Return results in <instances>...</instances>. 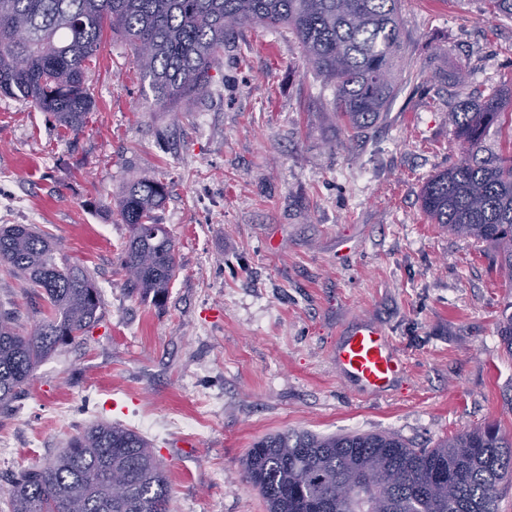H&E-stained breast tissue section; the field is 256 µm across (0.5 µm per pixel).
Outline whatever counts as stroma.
<instances>
[{"instance_id":"1","label":"stroma","mask_w":512,"mask_h":512,"mask_svg":"<svg viewBox=\"0 0 512 512\" xmlns=\"http://www.w3.org/2000/svg\"><path fill=\"white\" fill-rule=\"evenodd\" d=\"M400 21L399 89L361 130L281 25L229 33L208 95L168 112L109 30L80 133L0 96V225L59 241L104 305L0 414V512L10 475L98 420L151 440L172 512H266L241 460L288 429L425 447L483 423L512 433L497 333L512 289L491 251L428 223L419 202L461 158L453 104L512 88V16L484 0H405ZM142 177L166 187L156 217L179 266L160 304L128 294L119 261L129 230L115 206ZM0 305L27 334L42 302L0 267ZM361 325L381 327L404 363L381 392L336 366Z\"/></svg>"}]
</instances>
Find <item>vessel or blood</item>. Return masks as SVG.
<instances>
[{
  "mask_svg": "<svg viewBox=\"0 0 512 512\" xmlns=\"http://www.w3.org/2000/svg\"><path fill=\"white\" fill-rule=\"evenodd\" d=\"M336 363L345 376L374 392L388 387L401 370L388 337L376 327L352 331L338 347Z\"/></svg>",
  "mask_w": 512,
  "mask_h": 512,
  "instance_id": "b4317fda",
  "label": "vessel or blood"
}]
</instances>
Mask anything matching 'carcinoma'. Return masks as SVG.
I'll return each instance as SVG.
<instances>
[{
  "instance_id": "carcinoma-1",
  "label": "carcinoma",
  "mask_w": 512,
  "mask_h": 512,
  "mask_svg": "<svg viewBox=\"0 0 512 512\" xmlns=\"http://www.w3.org/2000/svg\"><path fill=\"white\" fill-rule=\"evenodd\" d=\"M401 0H0V95L49 112L78 133L95 102L88 64L105 28L133 49L163 110L200 97L224 52V35L243 22L284 25L316 74L336 85V105L358 130L385 111L397 87L402 47ZM24 37L18 38V29ZM465 159L424 184L420 202L433 224L491 248L512 286V151L479 158L486 130L509 122L503 97L461 103L448 113ZM165 195L157 179L131 182L118 202L129 228L122 251L130 291L165 297L178 265L154 211ZM0 264L46 303L32 334L21 336L0 306V413H8L36 367L81 339L100 321L102 300L89 273L62 255L31 224L0 225ZM512 355V315L498 324ZM246 482L266 512H498L512 482V436L495 424L474 426L433 448H414L394 433L318 435L287 430L254 443L242 461ZM353 491L338 504L336 484ZM126 488L122 499L112 486ZM10 512H171V487L154 448L140 432L94 422L46 463L12 475Z\"/></svg>"
}]
</instances>
